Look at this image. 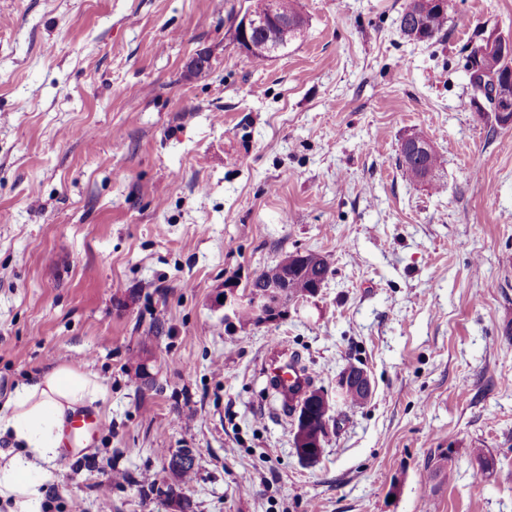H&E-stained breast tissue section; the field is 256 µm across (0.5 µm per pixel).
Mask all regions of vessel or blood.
Wrapping results in <instances>:
<instances>
[{"label":"vessel or blood","instance_id":"b4317fda","mask_svg":"<svg viewBox=\"0 0 512 512\" xmlns=\"http://www.w3.org/2000/svg\"><path fill=\"white\" fill-rule=\"evenodd\" d=\"M262 374L276 393L281 407L288 411L295 410L312 382L310 373L301 368L293 351L282 344L271 347L262 366ZM97 428L98 420L94 414H75L70 420L71 439L76 443L84 441L94 435Z\"/></svg>","mask_w":512,"mask_h":512}]
</instances>
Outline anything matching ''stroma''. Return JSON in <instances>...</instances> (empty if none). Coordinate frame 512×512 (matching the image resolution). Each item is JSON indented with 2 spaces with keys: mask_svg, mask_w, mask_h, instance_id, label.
<instances>
[{
  "mask_svg": "<svg viewBox=\"0 0 512 512\" xmlns=\"http://www.w3.org/2000/svg\"><path fill=\"white\" fill-rule=\"evenodd\" d=\"M404 2L300 0L258 63L247 0H0V406L60 365L107 390L51 512H179L151 485L183 449L190 512H512V127L465 68L512 0H454L427 42ZM414 135L436 186L398 166ZM296 251L332 260L315 302L226 325L227 288ZM276 340L328 396L371 379L312 465L261 373Z\"/></svg>",
  "mask_w": 512,
  "mask_h": 512,
  "instance_id": "stroma-1",
  "label": "stroma"
}]
</instances>
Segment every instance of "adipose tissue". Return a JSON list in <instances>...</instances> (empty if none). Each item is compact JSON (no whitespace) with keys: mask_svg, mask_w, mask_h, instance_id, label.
Wrapping results in <instances>:
<instances>
[{"mask_svg":"<svg viewBox=\"0 0 512 512\" xmlns=\"http://www.w3.org/2000/svg\"><path fill=\"white\" fill-rule=\"evenodd\" d=\"M104 396L94 373L65 365L15 389L7 427L16 445L0 449V502L9 512H42L44 464L59 459L71 415Z\"/></svg>","mask_w":512,"mask_h":512,"instance_id":"obj_1","label":"adipose tissue"}]
</instances>
